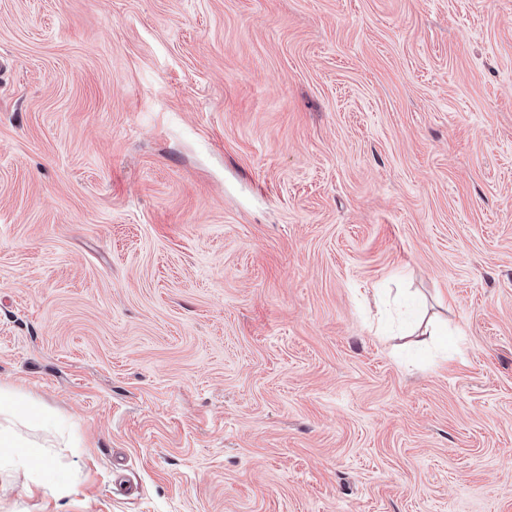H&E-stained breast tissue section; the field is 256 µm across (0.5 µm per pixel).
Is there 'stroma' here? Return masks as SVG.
I'll use <instances>...</instances> for the list:
<instances>
[{
  "mask_svg": "<svg viewBox=\"0 0 512 512\" xmlns=\"http://www.w3.org/2000/svg\"><path fill=\"white\" fill-rule=\"evenodd\" d=\"M0 512H512V0H0ZM23 417L29 426L62 429L63 424L42 413L35 405L13 393L0 390V476L5 472L24 471L33 474L35 487L50 485L60 495L72 492L69 471L51 463L42 446L30 442L13 425V420Z\"/></svg>",
  "mask_w": 512,
  "mask_h": 512,
  "instance_id": "stroma-1",
  "label": "stroma"
}]
</instances>
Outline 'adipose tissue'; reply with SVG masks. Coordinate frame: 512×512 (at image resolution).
Listing matches in <instances>:
<instances>
[{"label": "adipose tissue", "mask_w": 512, "mask_h": 512, "mask_svg": "<svg viewBox=\"0 0 512 512\" xmlns=\"http://www.w3.org/2000/svg\"><path fill=\"white\" fill-rule=\"evenodd\" d=\"M24 418L28 425L61 429L60 421L45 415L35 405L13 393L0 390V471H24L31 474L33 486H51L58 495L72 491L69 471L51 463L42 446L30 442L14 426L15 418Z\"/></svg>", "instance_id": "ef3b65f1"}]
</instances>
